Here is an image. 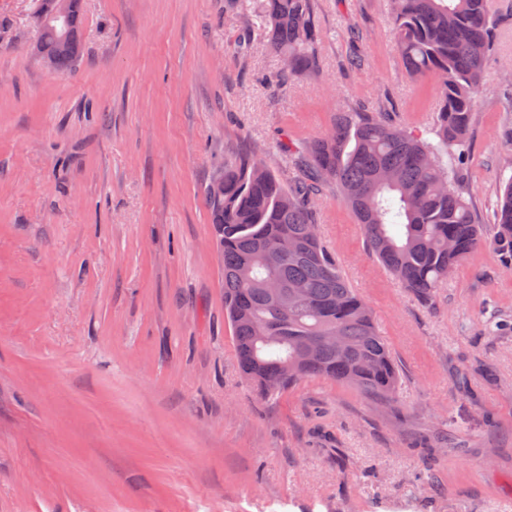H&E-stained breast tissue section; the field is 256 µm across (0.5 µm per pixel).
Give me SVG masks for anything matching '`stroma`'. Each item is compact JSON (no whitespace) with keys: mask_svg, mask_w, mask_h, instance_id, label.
I'll use <instances>...</instances> for the list:
<instances>
[{"mask_svg":"<svg viewBox=\"0 0 512 512\" xmlns=\"http://www.w3.org/2000/svg\"><path fill=\"white\" fill-rule=\"evenodd\" d=\"M36 8L0 0V512H512V331L491 326L512 321V274L491 248L424 303L335 188L317 199L398 366L391 406L324 378L261 398L224 320L204 189L225 155L285 178L283 145L337 113L431 123L389 0H314L318 68L285 85L259 0H84L65 73L30 52ZM510 57L503 11L467 169L487 225L512 176Z\"/></svg>","mask_w":512,"mask_h":512,"instance_id":"stroma-1","label":"stroma"}]
</instances>
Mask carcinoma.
Returning a JSON list of instances; mask_svg holds the SVG:
<instances>
[{"label":"carcinoma","instance_id":"obj_1","mask_svg":"<svg viewBox=\"0 0 512 512\" xmlns=\"http://www.w3.org/2000/svg\"><path fill=\"white\" fill-rule=\"evenodd\" d=\"M271 47L283 56L280 78L317 67L320 33L313 0H263ZM82 0H71L66 48L51 32L39 54L67 72L84 53ZM391 30L405 72L431 79L436 110L426 130L381 112H340L332 132L288 148L299 174L288 181L250 153L224 159L206 200L224 245V307L239 367L262 396L276 398L319 376L396 402L399 371L373 315L320 241L315 201L336 184L361 224L371 255L424 302L481 245L512 269V178L503 185L491 231L478 223L466 175L474 106L497 45L488 0H391ZM304 289L286 310L266 281ZM336 332L340 349L322 343Z\"/></svg>","mask_w":512,"mask_h":512}]
</instances>
